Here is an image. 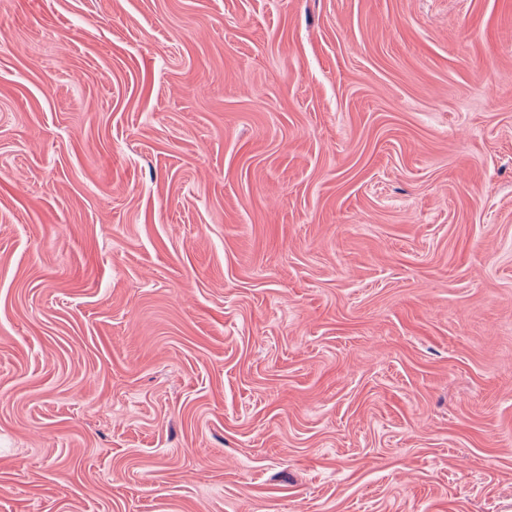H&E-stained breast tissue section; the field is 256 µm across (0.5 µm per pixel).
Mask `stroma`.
Returning a JSON list of instances; mask_svg holds the SVG:
<instances>
[{
	"mask_svg": "<svg viewBox=\"0 0 512 512\" xmlns=\"http://www.w3.org/2000/svg\"><path fill=\"white\" fill-rule=\"evenodd\" d=\"M0 512H512V0H0Z\"/></svg>",
	"mask_w": 512,
	"mask_h": 512,
	"instance_id": "obj_1",
	"label": "stroma"
}]
</instances>
